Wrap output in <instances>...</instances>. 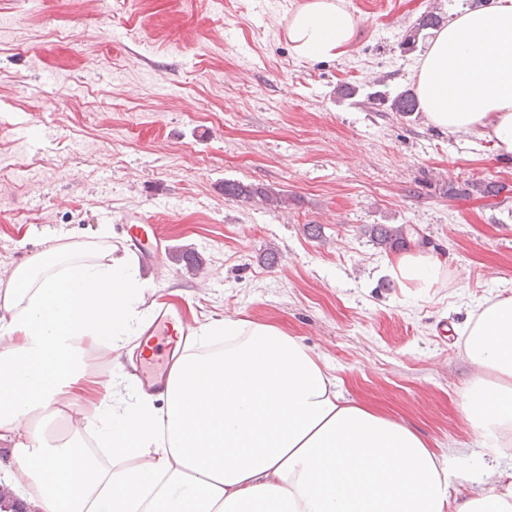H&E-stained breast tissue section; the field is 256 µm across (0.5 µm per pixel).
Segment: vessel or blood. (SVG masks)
<instances>
[{
  "label": "vessel or blood",
  "instance_id": "1",
  "mask_svg": "<svg viewBox=\"0 0 512 512\" xmlns=\"http://www.w3.org/2000/svg\"><path fill=\"white\" fill-rule=\"evenodd\" d=\"M122 230L131 250L145 266H152L158 245L159 227L155 224H126ZM179 327L182 336L193 333V325L186 318L181 306H164L157 309L152 321L145 327L143 337L151 343L152 360H137L135 372L141 387L156 396L166 395L172 370L173 354L177 348L170 340L171 327Z\"/></svg>",
  "mask_w": 512,
  "mask_h": 512
}]
</instances>
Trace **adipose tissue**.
<instances>
[{"label": "adipose tissue", "instance_id": "1", "mask_svg": "<svg viewBox=\"0 0 512 512\" xmlns=\"http://www.w3.org/2000/svg\"><path fill=\"white\" fill-rule=\"evenodd\" d=\"M356 33L338 0H306L288 25L300 57L335 58ZM430 122L475 132L512 155V0L461 9L418 68ZM443 262L397 256L389 273L428 288ZM146 287L124 258L68 247L33 256L0 289V512H512V471L488 470L485 494L457 500L448 461L414 431L345 399L294 337L266 324L208 325L223 350L182 354L164 407L114 390L60 415L84 371L82 348L118 345ZM473 368L459 403L492 447L512 446V295L463 330ZM125 467L87 457L90 438Z\"/></svg>", "mask_w": 512, "mask_h": 512}]
</instances>
